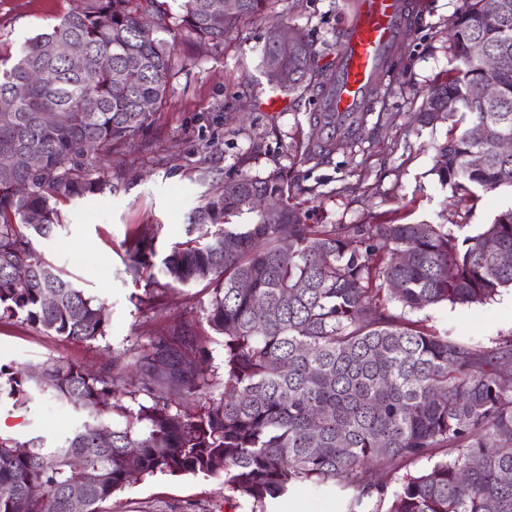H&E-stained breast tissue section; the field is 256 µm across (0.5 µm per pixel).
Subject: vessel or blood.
I'll return each instance as SVG.
<instances>
[{
    "mask_svg": "<svg viewBox=\"0 0 512 512\" xmlns=\"http://www.w3.org/2000/svg\"><path fill=\"white\" fill-rule=\"evenodd\" d=\"M411 0H352L332 76L317 97L318 109L335 120L324 128L339 139H357L353 118L369 111L379 76L409 31Z\"/></svg>",
    "mask_w": 512,
    "mask_h": 512,
    "instance_id": "1",
    "label": "vessel or blood"
}]
</instances>
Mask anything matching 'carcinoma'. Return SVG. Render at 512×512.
<instances>
[{
  "instance_id": "1",
  "label": "carcinoma",
  "mask_w": 512,
  "mask_h": 512,
  "mask_svg": "<svg viewBox=\"0 0 512 512\" xmlns=\"http://www.w3.org/2000/svg\"><path fill=\"white\" fill-rule=\"evenodd\" d=\"M208 2L181 0L173 14L162 0H87L17 58L0 56V98L14 101L0 112V152L41 157L36 167L0 168V319L21 315L72 343L105 337V303L48 261L32 237H52L59 204L99 194L120 177L87 161L86 141L111 153L142 145L152 113L139 103H162L176 75L165 35L218 43L270 0H239L219 18ZM499 3L491 17L484 0H466L451 30L453 66L422 91L417 113L424 127L451 122L433 146L432 174L458 205L512 187V154L498 147L512 136V0ZM69 40L84 48L80 68L54 52ZM477 40L502 59L491 101L468 97L484 77L470 54ZM283 57L296 81L328 80L314 70L304 36ZM130 68L142 74L133 87L122 79ZM34 70L44 78L31 80ZM86 97L96 110L82 109ZM45 110L57 114L48 128L39 123ZM320 120L314 113L301 163L355 146L323 137ZM293 188L292 168L281 166L224 181L193 212L187 240L158 265V230L126 241V271L146 278L148 307L159 314L168 291L202 284L209 299L201 317L184 316L112 352L96 372L61 362L33 374L0 365V402L27 411L48 394L81 418L53 446L42 436L0 434V512H69L74 485L84 490L85 512H103L133 482L158 473L220 479L257 508L296 486L340 484L345 512H512V342L488 347L405 317L484 305L512 287V264L500 261L512 255V207L461 238L451 224H308L289 202ZM256 199L277 210L276 221ZM243 215L248 223H233ZM17 268L27 276L17 278ZM213 336L224 343L221 372L207 348ZM103 431L108 444L99 442ZM130 448L139 451L134 466ZM31 485L42 495H28Z\"/></svg>"
}]
</instances>
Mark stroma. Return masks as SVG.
<instances>
[{
    "mask_svg": "<svg viewBox=\"0 0 512 512\" xmlns=\"http://www.w3.org/2000/svg\"><path fill=\"white\" fill-rule=\"evenodd\" d=\"M465 0H416L412 30L380 77L362 142L337 154L331 164L303 165L302 186L292 200L311 224H369L385 214L405 222L485 224L512 206L503 187L474 204L451 203V192L431 172L434 143L444 141L447 123L424 127L414 119L419 90L446 76L453 55L450 28ZM85 0H0V54L14 55L24 42L84 7ZM348 16V0H271L260 17L242 22L224 42L198 47L175 39L178 72L171 92L158 105L134 150L114 155L125 174L116 189L62 205L63 225L35 247L54 265L72 271L77 284L103 300L109 312L104 339L72 344L37 330L22 318L0 320V363L39 368L63 361L98 368L138 337L176 322L185 310L200 309L209 295L192 286L168 292L166 308L154 314L139 304L144 281L126 273V239L143 226L161 227L156 250L165 254L185 240L189 217L202 195L242 173L264 175L274 166L294 165L306 143L317 87L310 82L288 94V108L260 106L272 91L258 63L271 25L303 33L315 64L328 69ZM208 182H200L201 172ZM426 325L486 346L512 339V288L488 304L442 305L421 312ZM0 417L16 437L54 440L75 424L71 410L49 395L36 398L27 414L0 404ZM106 512H252L250 502L201 476L158 474L105 503Z\"/></svg>",
    "mask_w": 512,
    "mask_h": 512,
    "instance_id": "35a3bbf8",
    "label": "stroma"
}]
</instances>
